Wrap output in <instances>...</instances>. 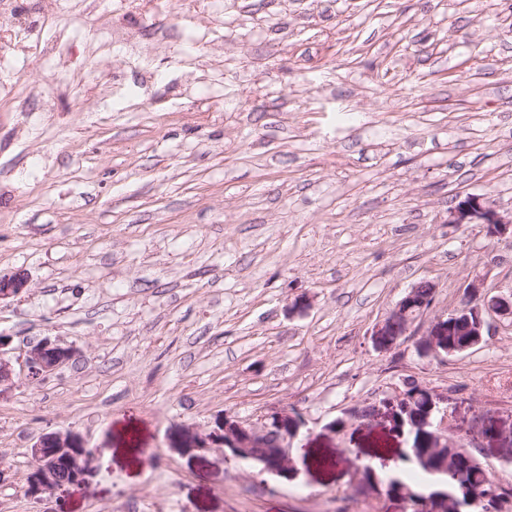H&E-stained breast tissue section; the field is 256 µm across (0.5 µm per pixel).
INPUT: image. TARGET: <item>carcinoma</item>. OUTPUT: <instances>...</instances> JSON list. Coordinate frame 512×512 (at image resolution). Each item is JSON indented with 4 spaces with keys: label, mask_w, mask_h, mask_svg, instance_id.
<instances>
[{
    "label": "carcinoma",
    "mask_w": 512,
    "mask_h": 512,
    "mask_svg": "<svg viewBox=\"0 0 512 512\" xmlns=\"http://www.w3.org/2000/svg\"><path fill=\"white\" fill-rule=\"evenodd\" d=\"M410 435L409 455L404 461L430 475L436 489L429 494L406 484L395 472L384 475L386 490L409 497L415 506L412 512H423L422 503L435 495L452 494L473 512H503L504 504L512 497V490L496 482L491 472L472 453L461 454L450 445L439 451L431 448L428 432L421 430L416 419L406 424Z\"/></svg>",
    "instance_id": "carcinoma-1"
}]
</instances>
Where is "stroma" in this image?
<instances>
[{"label":"stroma","instance_id":"stroma-1","mask_svg":"<svg viewBox=\"0 0 512 512\" xmlns=\"http://www.w3.org/2000/svg\"><path fill=\"white\" fill-rule=\"evenodd\" d=\"M62 0L49 20L81 75L54 111L41 35L0 28V301L18 372L0 392V512H411L379 477L408 435L330 421L412 375L512 487V323L481 348L427 360L415 337L464 283H512V241L452 224L456 196L512 210V8L506 0ZM142 51L100 47L107 23ZM203 78L185 91V69ZM164 71L162 84L149 81ZM143 81L148 108L121 104ZM434 303L415 335L368 332L414 283ZM306 295L311 306L292 314ZM50 338L77 355L24 371ZM305 420L285 481L223 449L169 437L222 413ZM74 431L103 449L79 485L33 499L29 448ZM374 462L376 480L364 475Z\"/></svg>","mask_w":512,"mask_h":512}]
</instances>
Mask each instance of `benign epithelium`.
<instances>
[{"mask_svg":"<svg viewBox=\"0 0 512 512\" xmlns=\"http://www.w3.org/2000/svg\"><path fill=\"white\" fill-rule=\"evenodd\" d=\"M450 224H481L490 239L512 238V212L501 213L485 198L468 194L456 197L455 205L448 209ZM23 274L0 277V300L19 296L27 288ZM487 278L482 274L472 276L465 287L460 304L447 314L434 319L423 337L416 343L419 356L429 360H445L455 353L467 352L489 335L491 320L512 319V288L493 294L487 291ZM436 284L423 280L411 285L402 298L382 320L371 329L369 336L373 349L387 354L397 349L412 327L431 308ZM11 338L0 334V389L13 384L15 369L9 357ZM76 354L70 346H63L48 338L42 339L28 350L25 358L27 377L41 381L66 365ZM426 399L419 408L414 399L397 388L380 402V408L366 419L354 411L351 418L369 427L383 417L401 421L403 415L419 411L425 424L433 429V447L445 448L452 443L465 446L469 432L459 425L448 426V411L437 412V390L418 384ZM303 421L299 415L286 409L272 411L257 422H246L228 414L215 418L212 425L187 428L174 442L175 447L187 450L222 448L240 461L259 463L255 449L265 450L273 465L263 464V469L280 475L294 474L290 448L298 436ZM84 440L73 432H49L39 435L30 447L34 469L26 478V495L36 497L53 493L80 483L87 464L102 457V450L91 454L84 452Z\"/></svg>","mask_w":512,"mask_h":512,"instance_id":"benign-epithelium-1","label":"benign epithelium"}]
</instances>
